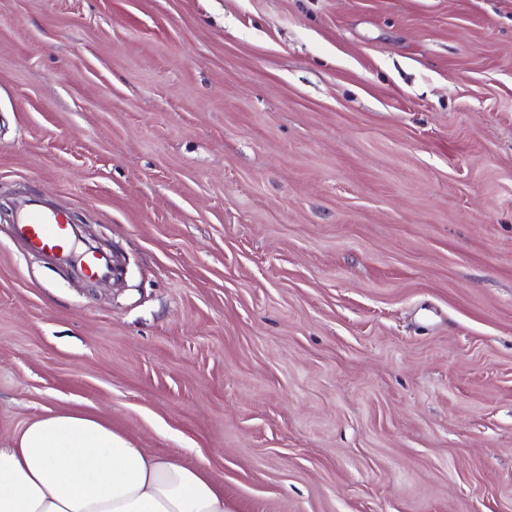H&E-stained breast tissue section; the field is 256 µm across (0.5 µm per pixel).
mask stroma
<instances>
[{"instance_id":"1","label":"stroma","mask_w":512,"mask_h":512,"mask_svg":"<svg viewBox=\"0 0 512 512\" xmlns=\"http://www.w3.org/2000/svg\"><path fill=\"white\" fill-rule=\"evenodd\" d=\"M75 409L226 512H512V0H0V440ZM72 225L66 215L45 211L32 203L14 224V233L27 251L69 257L73 250ZM78 270L82 276L112 280L117 276L115 261L106 255L85 252L79 260Z\"/></svg>"}]
</instances>
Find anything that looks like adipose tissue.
I'll return each instance as SVG.
<instances>
[{
	"mask_svg": "<svg viewBox=\"0 0 512 512\" xmlns=\"http://www.w3.org/2000/svg\"><path fill=\"white\" fill-rule=\"evenodd\" d=\"M0 512H225L201 466L148 452L102 418L49 413L0 444Z\"/></svg>",
	"mask_w": 512,
	"mask_h": 512,
	"instance_id": "1",
	"label": "adipose tissue"
}]
</instances>
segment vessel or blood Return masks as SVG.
Instances as JSON below:
<instances>
[{
	"mask_svg": "<svg viewBox=\"0 0 512 512\" xmlns=\"http://www.w3.org/2000/svg\"><path fill=\"white\" fill-rule=\"evenodd\" d=\"M72 229L66 215L45 211L33 203L21 214L14 226V233L24 243L27 251L67 257L73 250ZM78 270L83 276L102 280L112 279L118 274L111 257L95 252L82 255Z\"/></svg>",
	"mask_w": 512,
	"mask_h": 512,
	"instance_id": "obj_1",
	"label": "vessel or blood"
}]
</instances>
